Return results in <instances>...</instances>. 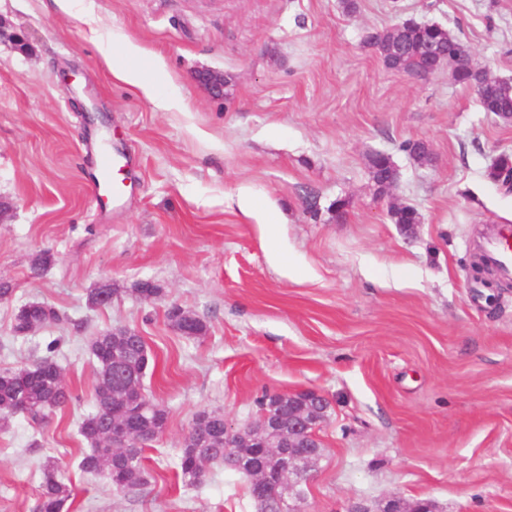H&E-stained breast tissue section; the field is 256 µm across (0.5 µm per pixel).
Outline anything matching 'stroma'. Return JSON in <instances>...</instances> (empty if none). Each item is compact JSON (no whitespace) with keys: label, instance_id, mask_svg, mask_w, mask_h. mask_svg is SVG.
Masks as SVG:
<instances>
[{"label":"stroma","instance_id":"stroma-1","mask_svg":"<svg viewBox=\"0 0 512 512\" xmlns=\"http://www.w3.org/2000/svg\"><path fill=\"white\" fill-rule=\"evenodd\" d=\"M405 19L441 25L512 82V0H356L351 13L341 0H73L67 11L0 0V198L12 205L0 279L13 287L0 300V371L52 357L72 396L0 428V512H35L49 457L75 512H260L248 478L223 465L185 486L183 438L202 411L241 427L263 395L307 389L330 408L304 512L374 510L392 495L512 512V280L494 290L470 273L475 234L512 224V191L488 176L512 155V123L448 68L417 79L363 46L365 29ZM127 42L172 108L113 78L102 50ZM201 71L224 75L223 96ZM88 110L108 126H88ZM414 140L428 161L403 150ZM106 149L121 156L124 192L101 203L90 186ZM378 152L398 170L384 191L368 163ZM242 188L279 224L230 205ZM398 206L418 224L394 223ZM44 250L51 264L32 272ZM144 281L158 295L139 296ZM103 282L111 303L89 306ZM28 302L59 321L16 334ZM174 305L206 335L174 331ZM112 328L143 336L144 388L168 417L145 451L147 484L125 491L79 468L89 344Z\"/></svg>","mask_w":512,"mask_h":512}]
</instances>
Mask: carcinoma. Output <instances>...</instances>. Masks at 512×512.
Here are the masks:
<instances>
[{
    "mask_svg": "<svg viewBox=\"0 0 512 512\" xmlns=\"http://www.w3.org/2000/svg\"><path fill=\"white\" fill-rule=\"evenodd\" d=\"M437 45L448 54V64L455 72V81L476 91L483 111L505 121L512 120V83L500 80L489 81L479 75L469 64L468 48L452 37L440 26L421 29L413 34L407 45L394 43V48L383 55L386 67L403 72L427 70L425 48ZM512 171V155L499 156L491 167L489 177L508 186V172ZM391 218L396 224H416L417 212L408 206L394 209ZM171 327L188 339H197L207 333V325L195 315L184 312L179 316L167 313ZM59 320L54 308L41 303L26 304L15 316V329L26 333L37 327ZM97 363V383L93 397V410L83 419L80 435L90 444L89 452L79 462L80 469L89 474L105 473L118 490L132 489L147 483L144 467V448L166 428L167 412L152 401L144 391L143 378L121 391L112 387V381L102 377L103 364L112 357V331L106 330L96 336L90 347ZM119 352L135 366L145 361L147 351L140 336H125L119 344ZM71 399L63 384L61 369L50 357L32 366L0 372V421L24 411L36 417L64 407ZM126 404L142 410L138 418L140 438L133 439L115 448L113 439L120 438L122 421L115 415L120 405ZM225 461L224 455V412L211 410L201 423H192L184 437L179 467L182 482L187 486L200 485L207 476V466ZM43 484L37 512H62L72 499L71 486L59 474L62 464L59 460L47 458L43 465Z\"/></svg>",
    "mask_w": 512,
    "mask_h": 512,
    "instance_id": "cac0c4a2",
    "label": "carcinoma"
}]
</instances>
